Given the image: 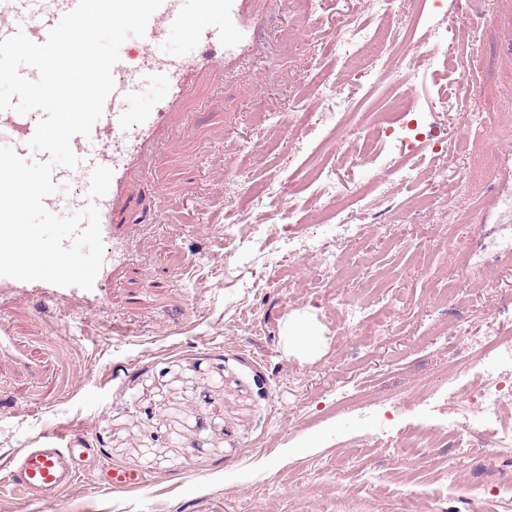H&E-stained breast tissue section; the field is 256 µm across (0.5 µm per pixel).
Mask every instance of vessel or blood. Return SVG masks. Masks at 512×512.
I'll use <instances>...</instances> for the list:
<instances>
[{"label": "vessel or blood", "mask_w": 512, "mask_h": 512, "mask_svg": "<svg viewBox=\"0 0 512 512\" xmlns=\"http://www.w3.org/2000/svg\"><path fill=\"white\" fill-rule=\"evenodd\" d=\"M249 0H163L152 15L146 33L139 40V65L129 69L126 59L112 68L114 91L107 98L102 117L90 136H73L70 145L79 159L76 167H54V182L77 181L78 194L44 198L45 208L56 215H71L95 206L105 248L103 264L92 289L61 287L44 281H20L0 276V293L22 298L39 296L46 305L64 308L91 299L102 300V292L113 273L124 263L125 251L118 235L121 214L131 206L144 207V200L128 193L129 177L151 153L155 141L168 124L170 111L189 93L194 80L204 71L229 65L253 40L256 28L245 23ZM78 0H6L0 7V39L24 32L34 43H44L50 29ZM180 29L186 39L183 55L158 53L159 43L171 29ZM163 83L168 98L155 111L134 112L129 102L141 80ZM42 112L21 115L0 111V138L23 159L44 162L48 153L32 150L33 137ZM92 454L83 436L66 428L40 436L32 448H23L10 459L0 487L27 495L30 501L47 502L79 477L80 469Z\"/></svg>", "instance_id": "vessel-or-blood-1"}]
</instances>
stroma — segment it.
I'll return each mask as SVG.
<instances>
[{
    "mask_svg": "<svg viewBox=\"0 0 512 512\" xmlns=\"http://www.w3.org/2000/svg\"><path fill=\"white\" fill-rule=\"evenodd\" d=\"M251 13L252 49L198 80L153 164L133 173L149 205L125 216L130 260L104 301L58 315L0 296V325L36 368L0 355V463L75 427L143 486L114 493L92 469L47 504L0 489V512H404L395 487L408 430L434 442L414 486L420 512H472L470 489L489 484L501 493L482 512H512V457L448 444L457 399L500 368L470 337L512 332V247H478L506 243L512 225V0H397L394 41L458 53L465 87L440 56L393 79L349 72L337 25L350 14L374 23L364 0H253ZM321 74L335 103L321 98ZM444 89L455 111H439ZM404 94L417 104L411 128L443 137L444 160L412 186L360 198L405 149L393 138L352 162L357 125ZM472 111L486 133L468 125ZM445 162L465 195L449 197ZM315 167L337 172V197L322 195ZM421 194L449 199L462 222L420 207ZM348 302L374 320L392 310L388 330L349 327ZM302 321L317 330L304 355L286 344Z\"/></svg>",
    "mask_w": 512,
    "mask_h": 512,
    "instance_id": "stroma-1",
    "label": "stroma"
}]
</instances>
